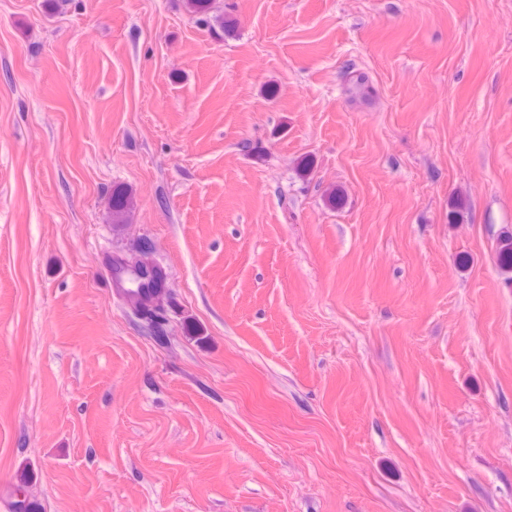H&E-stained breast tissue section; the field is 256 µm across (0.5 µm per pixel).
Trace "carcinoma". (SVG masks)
I'll list each match as a JSON object with an SVG mask.
<instances>
[{
    "mask_svg": "<svg viewBox=\"0 0 512 512\" xmlns=\"http://www.w3.org/2000/svg\"><path fill=\"white\" fill-rule=\"evenodd\" d=\"M211 0H185L189 13L198 17L202 24L208 23ZM346 81L350 93L364 97L368 94L367 77L355 71L347 74ZM131 208L126 193L120 189L112 192V221L124 223ZM109 274L116 289L133 310L154 329L156 338L166 340L164 325L165 306L169 305V296L164 285L162 271L156 265H148L139 259L131 266L124 260V254L117 252L107 257Z\"/></svg>",
    "mask_w": 512,
    "mask_h": 512,
    "instance_id": "cac0c4a2",
    "label": "carcinoma"
}]
</instances>
